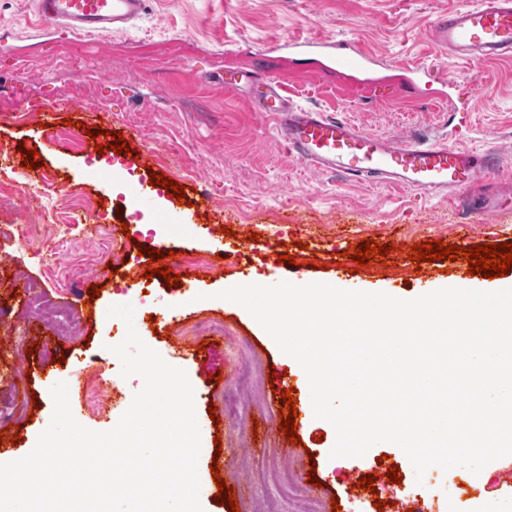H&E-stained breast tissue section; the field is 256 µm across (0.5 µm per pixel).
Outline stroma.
Masks as SVG:
<instances>
[{
  "mask_svg": "<svg viewBox=\"0 0 512 512\" xmlns=\"http://www.w3.org/2000/svg\"><path fill=\"white\" fill-rule=\"evenodd\" d=\"M475 0H148L146 12L120 33L72 36L41 24L28 0H0V141L36 146L43 116L36 103L57 108L52 128L60 150L41 157L48 178L62 189L58 212L79 217L70 226V245L61 268L70 287L50 275L40 242L0 236V402L15 399L17 410L0 422L21 436L0 445V456L18 460L30 453L49 425L54 403L50 389L63 381H87L113 368L108 349L123 340L124 322L109 317L123 304V289H135L132 273H144L149 257L140 246L174 251L176 260L202 262L192 286L162 288L135 305L133 324L141 339L168 364L183 369L194 390L199 428L220 435L221 450L201 449L199 498L204 512H227L215 503L216 479L232 487L239 512H280L277 486L264 477L270 464L315 473L320 483L309 496L337 499L340 512H399L398 502L422 494L428 512H512V457L489 463L480 473L433 467L417 477L404 452L392 444L374 445L360 458L332 459L334 427L311 411L307 379L297 363L240 305L216 294L238 284L280 281L331 282L340 288L361 284L370 292L415 298L446 285L489 288L512 283V272L497 279L468 274V263L410 260L412 245L428 240L473 246L512 243V61L476 63L436 47L431 24L440 14ZM297 39L345 40L384 63L424 61L449 84L477 87L469 119L449 122L453 102L434 88L421 87L416 99L397 105L350 95L328 71L299 69L288 54ZM262 71L280 82L299 105L345 118L361 130L396 139L415 134L469 151L498 149L499 175L478 189L492 199L487 209L459 206L457 200L415 189L349 180L305 164L289 154L269 118L254 111L249 88L225 90V73ZM87 102L107 113L82 111ZM139 130L147 151L143 166L120 178L115 169L95 171V161L77 141L89 131ZM165 174L185 188L187 201L199 192L211 196L208 221L191 229L167 197L145 209L131 195L141 178ZM131 224L124 247L102 250L91 227ZM227 234H220V227ZM394 244V252L374 256L370 266L354 268L347 250L364 240ZM245 258L235 266L216 265L228 248ZM293 256L294 264L270 261L271 252ZM41 284L54 308H64L78 323L70 336L59 334L54 313L40 320L23 312L16 283ZM101 289L89 297L91 286ZM218 320L224 335L195 333L196 324ZM201 342L203 359L177 358L172 347ZM35 356H27V348ZM65 363H58V356ZM142 387L137 377L118 380L102 413L73 407L88 429L114 428ZM292 392L299 443L280 428V395ZM216 414H209V405ZM388 464H381V457ZM219 475H212V464ZM401 482H389V464ZM376 477L375 491L355 493L362 476ZM384 508H376L375 500Z\"/></svg>",
  "mask_w": 512,
  "mask_h": 512,
  "instance_id": "obj_1",
  "label": "stroma"
}]
</instances>
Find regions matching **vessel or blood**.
<instances>
[{"label":"vessel or blood","instance_id":"1","mask_svg":"<svg viewBox=\"0 0 512 512\" xmlns=\"http://www.w3.org/2000/svg\"><path fill=\"white\" fill-rule=\"evenodd\" d=\"M147 0H34L39 21L73 34L118 31L140 18ZM435 44L451 56L495 63L512 60V0H477L440 15L432 25ZM295 62L328 55L329 69L368 99L391 101L415 85L417 69L390 65L377 73L375 58L344 41H294ZM258 111L271 115L281 139L299 160L358 181L461 197L490 182L501 167L495 149L467 151L418 137L394 140L359 130L350 122L302 107L279 86L267 85Z\"/></svg>","mask_w":512,"mask_h":512}]
</instances>
